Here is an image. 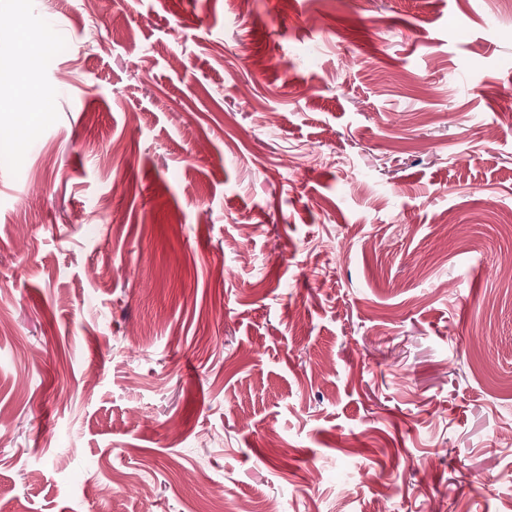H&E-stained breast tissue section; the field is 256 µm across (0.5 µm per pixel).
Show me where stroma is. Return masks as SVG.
<instances>
[{
  "label": "stroma",
  "mask_w": 512,
  "mask_h": 512,
  "mask_svg": "<svg viewBox=\"0 0 512 512\" xmlns=\"http://www.w3.org/2000/svg\"><path fill=\"white\" fill-rule=\"evenodd\" d=\"M27 2L0 512H512V0Z\"/></svg>",
  "instance_id": "1"
}]
</instances>
